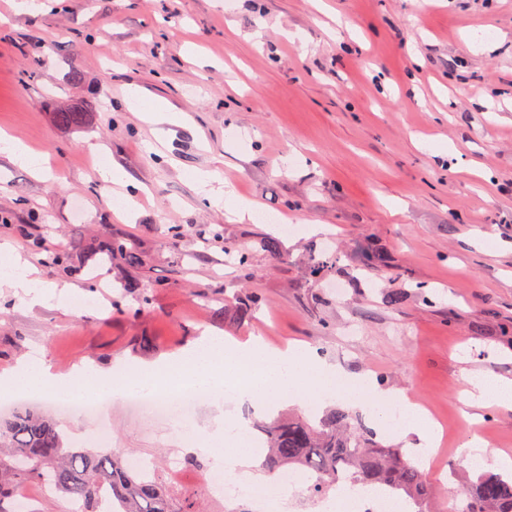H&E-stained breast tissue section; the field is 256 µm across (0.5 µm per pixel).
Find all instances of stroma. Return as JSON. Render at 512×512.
<instances>
[{
	"instance_id": "35a3bbf8",
	"label": "stroma",
	"mask_w": 512,
	"mask_h": 512,
	"mask_svg": "<svg viewBox=\"0 0 512 512\" xmlns=\"http://www.w3.org/2000/svg\"><path fill=\"white\" fill-rule=\"evenodd\" d=\"M20 2L0 0V129L47 154L52 175L0 154V244L75 294L0 297V372L28 359L60 374L150 363L205 332L308 344L337 371L425 404L443 432L429 476L440 503L476 468L499 472L512 408L473 424L463 393L473 372L512 379V0ZM476 36L486 46L471 47ZM133 83L145 107L167 102L187 122L158 141L124 102ZM68 108L84 112L80 126L56 125ZM101 164L143 186L131 222L114 220ZM197 169L217 170L276 225L230 221L197 194ZM111 232L150 268L146 308L119 296L136 270L107 265L90 287L45 263L47 250ZM228 247L247 249L249 266ZM316 259L330 263L317 281ZM252 294L251 318L225 313ZM335 407L388 441L390 421L341 394L308 416ZM242 418L258 416L217 396L191 430ZM59 422L79 444L108 425L110 449L157 463L186 437L118 400L105 421Z\"/></svg>"
}]
</instances>
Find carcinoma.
Segmentation results:
<instances>
[{"mask_svg": "<svg viewBox=\"0 0 512 512\" xmlns=\"http://www.w3.org/2000/svg\"><path fill=\"white\" fill-rule=\"evenodd\" d=\"M57 125H80L84 113L65 110L54 115ZM79 243L47 253L45 263L77 272L72 264ZM100 263L119 257L147 277V267L134 243L111 234L100 243ZM351 415L333 410L318 424L305 417L275 419L259 426L260 466L275 477L288 470L314 480L313 494L336 487L371 486L405 500L415 512H437L436 492L424 471L409 462L403 449L387 446ZM130 457L93 448L64 447L55 421L19 406L0 417V512H31L23 492L31 482H48L52 491L81 512H204L198 492L172 498L162 475H147L129 464ZM471 512H512V478L483 473L461 490Z\"/></svg>", "mask_w": 512, "mask_h": 512, "instance_id": "carcinoma-1", "label": "carcinoma"}]
</instances>
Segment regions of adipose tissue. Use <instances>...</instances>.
<instances>
[{
    "label": "adipose tissue",
    "mask_w": 512,
    "mask_h": 512,
    "mask_svg": "<svg viewBox=\"0 0 512 512\" xmlns=\"http://www.w3.org/2000/svg\"><path fill=\"white\" fill-rule=\"evenodd\" d=\"M9 288L29 296L33 303L50 302L54 294L42 286L34 277L33 269L18 253L0 248V289ZM465 402L472 408L486 404L512 406V380L483 373L470 375ZM246 424L239 423L226 429H217L206 435L189 434L188 449H199L209 457L245 469L249 490H256L262 484V477L253 471L256 459L253 441L248 435Z\"/></svg>",
    "instance_id": "ef3b65f1"
}]
</instances>
